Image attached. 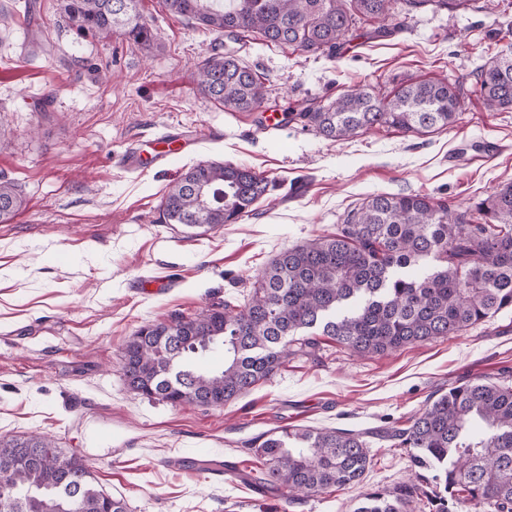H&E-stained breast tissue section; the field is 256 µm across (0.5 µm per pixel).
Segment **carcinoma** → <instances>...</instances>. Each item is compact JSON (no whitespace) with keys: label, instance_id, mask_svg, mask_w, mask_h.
<instances>
[{"label":"carcinoma","instance_id":"1","mask_svg":"<svg viewBox=\"0 0 512 512\" xmlns=\"http://www.w3.org/2000/svg\"><path fill=\"white\" fill-rule=\"evenodd\" d=\"M141 0H61L81 34L116 36L150 47ZM396 0H162L164 8L235 42L249 34L339 59L365 36L358 27L394 18ZM198 91L237 112L264 100L262 77L236 52L198 66ZM473 92L494 111L512 110V50L475 68ZM462 84H404L391 97L368 87L334 100L311 99L288 112L324 139L343 141L375 127L424 133L448 128L463 110ZM276 188L251 168L215 161L189 167L161 202L164 222L214 229L233 224ZM25 200L0 178V223ZM512 308V182L461 208L420 194L370 196L336 233L292 245L254 275L244 302L226 300L192 317L148 323L129 337L120 370L130 390L178 406L220 408L272 377L291 355L328 336L360 355L385 354L454 335ZM213 353L224 364L203 365ZM389 438L438 470L443 490L430 512L475 504L512 512V383L476 379L448 388ZM252 483L293 499L361 480L372 458L361 432L285 426L256 449ZM414 483L366 494L356 512H405ZM0 512H128L94 485L83 459L42 434L0 437Z\"/></svg>","mask_w":512,"mask_h":512}]
</instances>
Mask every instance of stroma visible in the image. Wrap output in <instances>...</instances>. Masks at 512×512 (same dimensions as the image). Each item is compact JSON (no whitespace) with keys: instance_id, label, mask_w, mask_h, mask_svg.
<instances>
[{"instance_id":"obj_1","label":"stroma","mask_w":512,"mask_h":512,"mask_svg":"<svg viewBox=\"0 0 512 512\" xmlns=\"http://www.w3.org/2000/svg\"><path fill=\"white\" fill-rule=\"evenodd\" d=\"M470 9L427 5L387 35L358 39L340 60L249 43L239 55L265 99L233 112L197 88L217 33L140 8L156 40L78 38L60 0L0 25V177L25 205L0 224V437L42 433L81 456L129 512H355L365 494L416 479L410 451L387 440L448 388L512 380V309L468 330L361 356L321 338L270 380L221 408L170 406L132 392L120 349L142 325L246 295L283 248L334 233L366 197L416 193L468 206L512 181V112L476 95L452 127L418 135L372 131L336 142L267 113L370 85L390 94L417 79L464 86L512 47V0ZM178 128L189 142L168 164L126 166ZM252 168L276 190L237 223L189 229L162 221L161 201L201 161ZM161 277L164 292L143 284ZM364 433L362 481L300 500L256 490L254 444L277 427Z\"/></svg>"}]
</instances>
